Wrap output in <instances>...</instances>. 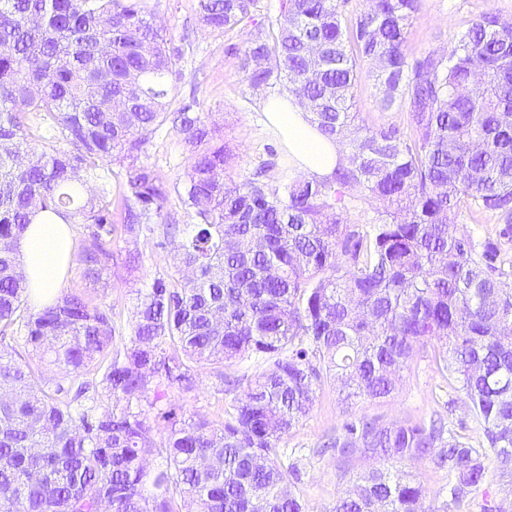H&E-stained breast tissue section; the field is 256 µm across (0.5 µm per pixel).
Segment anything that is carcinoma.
<instances>
[{
  "instance_id": "1",
  "label": "carcinoma",
  "mask_w": 512,
  "mask_h": 512,
  "mask_svg": "<svg viewBox=\"0 0 512 512\" xmlns=\"http://www.w3.org/2000/svg\"><path fill=\"white\" fill-rule=\"evenodd\" d=\"M257 2L196 0L194 12L219 35L256 24L226 52L250 89L279 88L349 150L330 177L275 178L274 163L223 176L233 151L196 97L170 109L184 48L154 26L155 0H0V512H179L187 497L199 512H306L281 443L317 390L340 382L348 406L386 398L433 339L512 478V22L484 14L446 52L412 57L420 0H371L350 21L340 0H280L266 24ZM366 62L379 106L406 108L407 130L351 124ZM166 124L189 147L174 189L191 224L164 213L167 186L138 164ZM365 192L383 209L348 222ZM464 207L494 212L500 239L458 227ZM38 212L87 225L79 260L93 283L117 233L178 265L136 290L125 327L78 293L36 309L19 242ZM226 362L261 371L228 382L244 390L220 426L167 401ZM322 448L448 468L437 506L379 467L329 512H450L488 478L485 454L440 420L355 417Z\"/></svg>"
}]
</instances>
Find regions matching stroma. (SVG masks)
I'll return each mask as SVG.
<instances>
[{
	"instance_id": "35a3bbf8",
	"label": "stroma",
	"mask_w": 512,
	"mask_h": 512,
	"mask_svg": "<svg viewBox=\"0 0 512 512\" xmlns=\"http://www.w3.org/2000/svg\"><path fill=\"white\" fill-rule=\"evenodd\" d=\"M194 0H158L155 22L166 36L185 39L188 48L181 64V75L174 82L175 98L193 94L200 100L209 118L224 128L235 158L227 174L232 178L249 176L271 157L285 159L288 149L272 130L262 107L264 94L252 93L236 58L226 54L228 44H243L249 30L239 28L216 35L193 20ZM495 13L512 22V0H420V6L408 28L406 50L413 56L446 50L453 36L465 30L481 14ZM378 90L373 77L362 74L354 89L351 113L357 124L368 127L395 124L405 126L406 115L384 111L378 106ZM189 151L177 133L168 126L155 131L142 152L139 162L155 170L171 192L165 209L188 223L189 218L173 186L179 182L187 165ZM124 242L113 247L112 269L100 283H92L82 275L78 260L67 266L61 288L76 291L97 302L111 305L116 324L124 325L132 317L134 292L147 287L156 271L173 266L169 250L142 241L138 244L140 259L127 265ZM440 344L430 341L421 348L405 371L401 386L391 397L381 400L362 398L353 406L342 405L339 387L328 381L320 388L315 405L303 422L292 429L284 442L291 449V460L301 474L298 490L306 504V512H328L337 497L349 490L359 473L379 466L376 457H354L343 463L334 454H319L324 436L354 415L378 419L383 424L408 420L427 421L440 416L470 446L486 448L484 427L468 412L456 379L436 362ZM242 366L224 364L200 369L193 389L171 390L170 402L182 405L186 414L200 416L212 424H220L237 391L227 389L226 380L242 375Z\"/></svg>"
}]
</instances>
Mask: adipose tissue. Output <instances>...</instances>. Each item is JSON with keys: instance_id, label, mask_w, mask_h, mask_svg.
Segmentation results:
<instances>
[{"instance_id": "obj_1", "label": "adipose tissue", "mask_w": 512, "mask_h": 512, "mask_svg": "<svg viewBox=\"0 0 512 512\" xmlns=\"http://www.w3.org/2000/svg\"><path fill=\"white\" fill-rule=\"evenodd\" d=\"M265 110L289 152L297 158L299 172L318 177L332 175L344 159L341 148L318 133L294 99L269 100ZM73 252L74 240L69 225L57 218L45 219L41 214L35 217L20 243V268L34 306H42L55 298Z\"/></svg>"}]
</instances>
